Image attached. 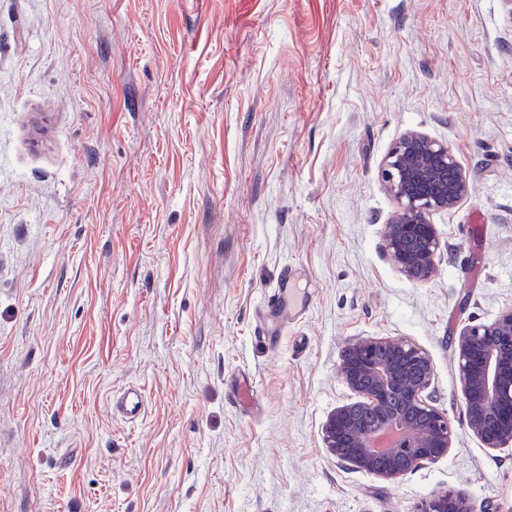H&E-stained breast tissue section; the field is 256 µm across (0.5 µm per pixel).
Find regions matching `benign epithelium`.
Returning <instances> with one entry per match:
<instances>
[{"label": "benign epithelium", "instance_id": "benign-epithelium-1", "mask_svg": "<svg viewBox=\"0 0 512 512\" xmlns=\"http://www.w3.org/2000/svg\"><path fill=\"white\" fill-rule=\"evenodd\" d=\"M381 179L397 208L384 225V248L411 281L434 276L441 241L431 216L457 206L469 181L447 143L407 131L386 155ZM387 357L382 359L379 352ZM463 419L483 447L512 446V308L456 339ZM337 374L357 396L336 407L322 429L326 448L349 466L395 481L448 454L454 428L429 388V353L406 338L362 337L342 350ZM422 512H473L465 495L445 491Z\"/></svg>", "mask_w": 512, "mask_h": 512}]
</instances>
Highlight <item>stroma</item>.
<instances>
[{
	"label": "stroma",
	"instance_id": "obj_1",
	"mask_svg": "<svg viewBox=\"0 0 512 512\" xmlns=\"http://www.w3.org/2000/svg\"><path fill=\"white\" fill-rule=\"evenodd\" d=\"M408 130L471 186L426 283L383 248ZM510 308L512 0H0V512H512L454 355ZM366 336L429 353L456 428L394 482L322 441ZM301 307V297L297 296L293 289L286 288L282 283L274 294V298L268 302L266 318L268 319V333L271 340L275 341L277 336V324L284 321L285 317L292 314ZM473 507L464 494L445 491L434 495L422 505L421 512H473Z\"/></svg>",
	"mask_w": 512,
	"mask_h": 512
}]
</instances>
